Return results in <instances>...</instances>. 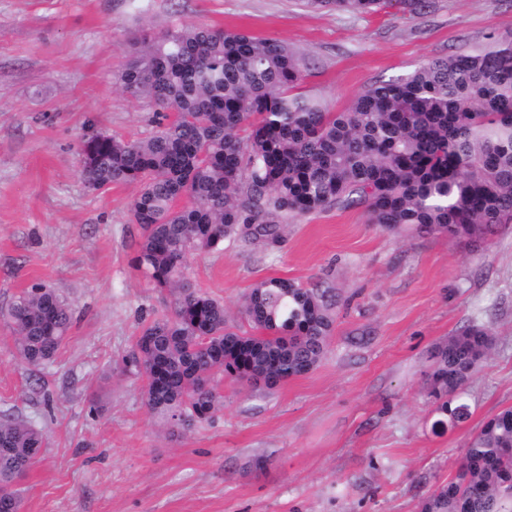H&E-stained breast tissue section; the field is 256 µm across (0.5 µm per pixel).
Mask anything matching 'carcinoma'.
<instances>
[{
    "label": "carcinoma",
    "mask_w": 512,
    "mask_h": 512,
    "mask_svg": "<svg viewBox=\"0 0 512 512\" xmlns=\"http://www.w3.org/2000/svg\"><path fill=\"white\" fill-rule=\"evenodd\" d=\"M424 0H305L320 10L371 13ZM305 64L285 43L235 29L173 24L134 46L121 90L162 112L146 139L93 133L82 179L96 192L134 185L142 239L133 267L173 296L171 313L145 324L126 367L143 377L148 408L175 425L211 417L216 375L273 387L323 360L333 317L325 292L269 278L243 296L251 327L229 322L224 303L186 276L187 258L224 242L279 243L280 220L364 206L389 231L441 233L473 246L512 223V40L423 60L371 85L342 112L298 88ZM20 360L53 361L72 322L69 306L40 284L0 314ZM493 346L472 322L429 352L424 374L436 411L464 420L466 382ZM45 447L20 417L0 418V512H18L12 485ZM420 512H512V408L496 413L464 448L460 472Z\"/></svg>",
    "instance_id": "obj_1"
}]
</instances>
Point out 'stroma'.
<instances>
[{
	"label": "stroma",
	"instance_id": "1",
	"mask_svg": "<svg viewBox=\"0 0 512 512\" xmlns=\"http://www.w3.org/2000/svg\"><path fill=\"white\" fill-rule=\"evenodd\" d=\"M171 24L284 41L306 63L301 92L340 111L424 59L512 38V0L374 14L302 0H0V309L39 282L74 314L43 369L20 362L0 321V414L46 438L21 512H419L470 435L512 407V225L472 250L333 207L289 220L276 247L193 255L188 278L235 325L248 289L282 277L327 291L334 329L310 373L272 388L220 381L211 419L167 423L124 361L171 297L131 265L134 187L87 191L79 144L151 135L153 105L117 77L131 43ZM471 322L494 348L464 387L468 418L439 429L428 352Z\"/></svg>",
	"mask_w": 512,
	"mask_h": 512
}]
</instances>
